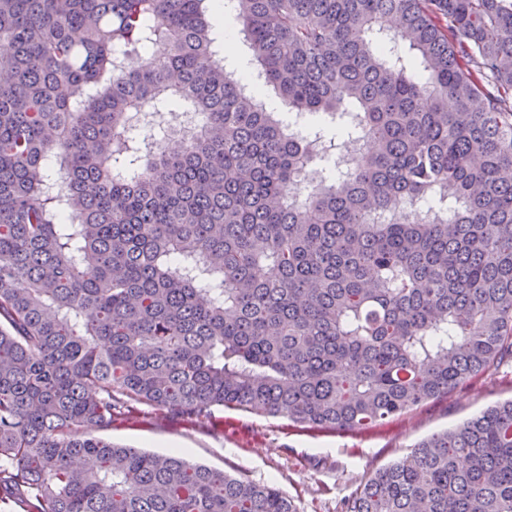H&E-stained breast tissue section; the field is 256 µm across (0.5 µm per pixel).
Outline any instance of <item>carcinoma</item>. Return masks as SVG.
Returning <instances> with one entry per match:
<instances>
[{
    "label": "carcinoma",
    "mask_w": 512,
    "mask_h": 512,
    "mask_svg": "<svg viewBox=\"0 0 512 512\" xmlns=\"http://www.w3.org/2000/svg\"><path fill=\"white\" fill-rule=\"evenodd\" d=\"M207 2L0 0V492L26 512H295L90 434L124 396L364 430L512 362V0H232L252 90ZM270 88L331 121L300 135ZM160 100L203 132L148 127ZM346 512H512V399Z\"/></svg>",
    "instance_id": "cac0c4a2"
}]
</instances>
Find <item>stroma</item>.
<instances>
[{"label":"stroma","mask_w":512,"mask_h":512,"mask_svg":"<svg viewBox=\"0 0 512 512\" xmlns=\"http://www.w3.org/2000/svg\"><path fill=\"white\" fill-rule=\"evenodd\" d=\"M512 398V364L366 430H331L282 415L213 407L187 422L141 404L103 430L114 444L154 452L181 449L211 468L279 489L296 512H345L347 498L415 444Z\"/></svg>","instance_id":"stroma-1"}]
</instances>
